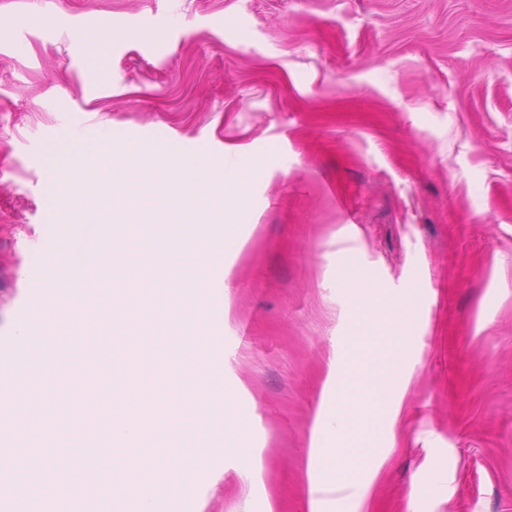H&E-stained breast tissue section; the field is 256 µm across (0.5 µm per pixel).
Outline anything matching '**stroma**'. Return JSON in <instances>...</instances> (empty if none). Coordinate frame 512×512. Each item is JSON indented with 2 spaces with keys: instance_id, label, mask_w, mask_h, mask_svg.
Segmentation results:
<instances>
[{
  "instance_id": "35a3bbf8",
  "label": "stroma",
  "mask_w": 512,
  "mask_h": 512,
  "mask_svg": "<svg viewBox=\"0 0 512 512\" xmlns=\"http://www.w3.org/2000/svg\"><path fill=\"white\" fill-rule=\"evenodd\" d=\"M112 24L95 83L79 46ZM262 162L224 257L225 381L263 476L196 512H310L324 383L362 276L420 310L370 512H512V0H0V336L57 183L95 127Z\"/></svg>"
}]
</instances>
